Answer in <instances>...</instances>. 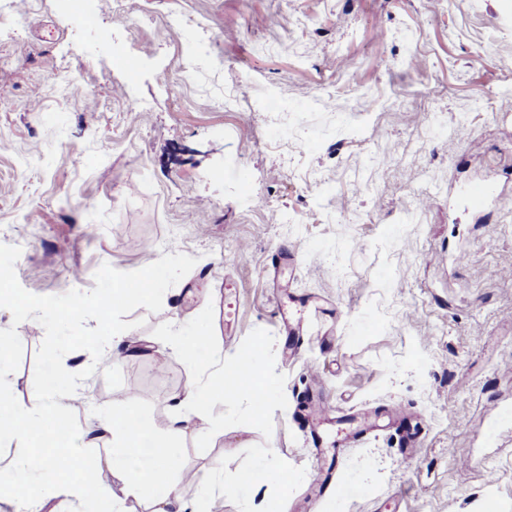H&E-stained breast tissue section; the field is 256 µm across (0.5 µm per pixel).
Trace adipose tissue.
<instances>
[{"label":"adipose tissue","mask_w":512,"mask_h":512,"mask_svg":"<svg viewBox=\"0 0 512 512\" xmlns=\"http://www.w3.org/2000/svg\"><path fill=\"white\" fill-rule=\"evenodd\" d=\"M228 377H216L211 383L193 386L172 404L168 436L156 434L144 418L121 409L114 410L81 437L83 446L99 441L111 443L107 456H76L62 446L70 435L67 419L56 408L59 394L80 395L82 385L72 379L49 376L40 392L43 409L32 413L21 409L8 390L0 386V436L15 442V463L10 483L16 490V508L38 500L37 480L52 476L59 481L62 495L80 506H96L100 512H122L125 496L147 498L151 512H199L197 503L181 499L169 474L176 455L170 435L186 434L195 421H207L214 394L247 400L254 410L268 401V389L261 372L244 376L239 356H232ZM78 457V467L62 470L58 460Z\"/></svg>","instance_id":"adipose-tissue-1"}]
</instances>
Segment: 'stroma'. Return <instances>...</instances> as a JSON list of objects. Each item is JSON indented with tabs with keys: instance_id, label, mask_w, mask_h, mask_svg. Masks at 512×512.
Here are the masks:
<instances>
[{
	"instance_id": "35a3bbf8",
	"label": "stroma",
	"mask_w": 512,
	"mask_h": 512,
	"mask_svg": "<svg viewBox=\"0 0 512 512\" xmlns=\"http://www.w3.org/2000/svg\"><path fill=\"white\" fill-rule=\"evenodd\" d=\"M74 4L89 22L26 0L24 28L0 30V244L21 247L16 275L37 295L91 290L105 263L196 260L159 312L130 313L139 356H64L70 372L97 367L68 411L74 432L119 392L149 422L170 416L175 395L254 346L262 414L218 396L206 428L172 439L198 477L178 491L202 512H512V208L472 209L461 192L487 179L512 194V0ZM184 16L208 39L189 44ZM165 67L177 82L157 81ZM243 80L251 100L225 107ZM431 85L445 93L420 111ZM134 98L152 108L132 122ZM281 248L297 255L286 289L272 285ZM314 298L334 317L298 341L282 332L280 310ZM12 326L23 357L8 380L30 409L45 331L0 308ZM312 393L379 425L315 456L295 419ZM397 404L417 416L415 448L388 420ZM316 464L343 499L311 487ZM262 466L266 481L241 487Z\"/></svg>"
}]
</instances>
